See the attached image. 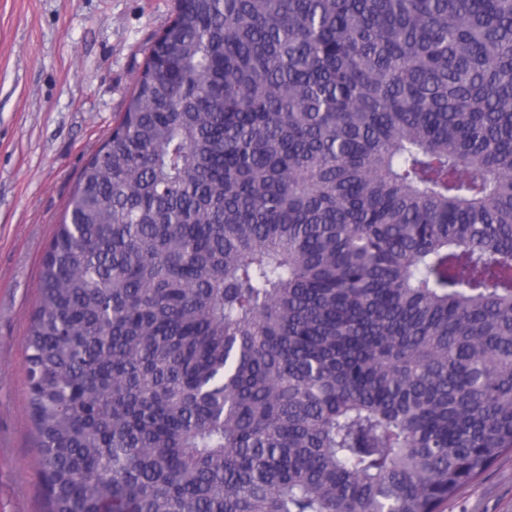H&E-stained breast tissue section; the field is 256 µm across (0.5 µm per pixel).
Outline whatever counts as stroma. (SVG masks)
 Wrapping results in <instances>:
<instances>
[{
  "instance_id": "obj_1",
  "label": "stroma",
  "mask_w": 512,
  "mask_h": 512,
  "mask_svg": "<svg viewBox=\"0 0 512 512\" xmlns=\"http://www.w3.org/2000/svg\"><path fill=\"white\" fill-rule=\"evenodd\" d=\"M175 0H0V512H44L26 410L43 256ZM444 512H512V456Z\"/></svg>"
}]
</instances>
